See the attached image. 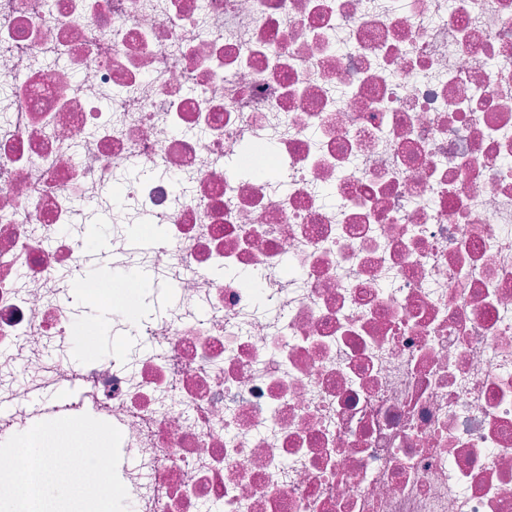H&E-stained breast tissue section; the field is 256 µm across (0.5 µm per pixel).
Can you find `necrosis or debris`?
I'll return each instance as SVG.
<instances>
[{"mask_svg":"<svg viewBox=\"0 0 512 512\" xmlns=\"http://www.w3.org/2000/svg\"><path fill=\"white\" fill-rule=\"evenodd\" d=\"M9 371L136 512H512V0H0Z\"/></svg>","mask_w":512,"mask_h":512,"instance_id":"obj_1","label":"necrosis or debris"}]
</instances>
